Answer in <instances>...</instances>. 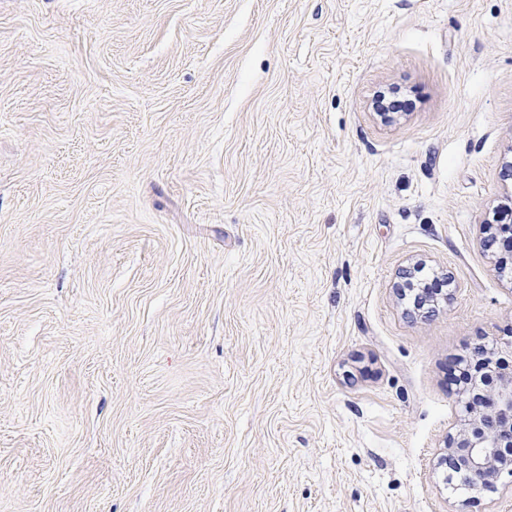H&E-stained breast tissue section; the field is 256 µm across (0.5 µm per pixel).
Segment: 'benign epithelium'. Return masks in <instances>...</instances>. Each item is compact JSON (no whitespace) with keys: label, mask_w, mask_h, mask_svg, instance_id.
<instances>
[{"label":"benign epithelium","mask_w":512,"mask_h":512,"mask_svg":"<svg viewBox=\"0 0 512 512\" xmlns=\"http://www.w3.org/2000/svg\"><path fill=\"white\" fill-rule=\"evenodd\" d=\"M487 251L501 249L512 258V224H500L485 241ZM464 427L448 436L443 461L448 469L481 489L497 487L503 472L512 473V373L503 376L489 394L494 407L487 413L470 393L460 395Z\"/></svg>","instance_id":"benign-epithelium-1"}]
</instances>
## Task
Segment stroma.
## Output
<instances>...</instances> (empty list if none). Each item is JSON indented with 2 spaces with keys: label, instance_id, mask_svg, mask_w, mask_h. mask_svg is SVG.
I'll list each match as a JSON object with an SVG mask.
<instances>
[{
  "label": "stroma",
  "instance_id": "obj_1",
  "mask_svg": "<svg viewBox=\"0 0 512 512\" xmlns=\"http://www.w3.org/2000/svg\"><path fill=\"white\" fill-rule=\"evenodd\" d=\"M510 161L512 0H0V512H512ZM484 248L486 251H491L495 253V248L501 249V254L504 256L512 258V224H498V228L494 233H492L485 241ZM500 257V264L498 266V270L501 273V266L503 265L504 260ZM494 407L469 392L459 393L464 403V427L448 436L443 461L452 472L468 479L480 489L496 488L503 472L512 473V373L503 376L490 394Z\"/></svg>",
  "mask_w": 512,
  "mask_h": 512
}]
</instances>
